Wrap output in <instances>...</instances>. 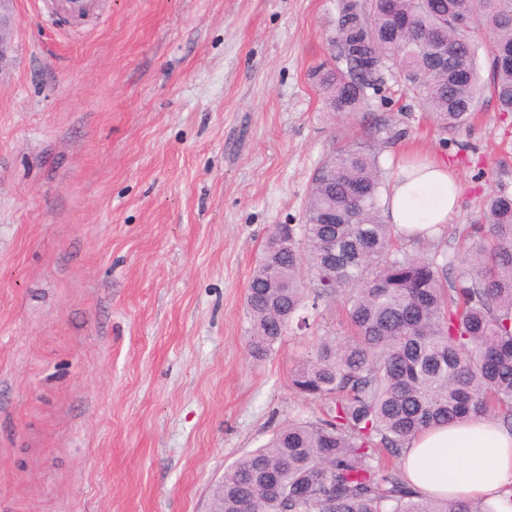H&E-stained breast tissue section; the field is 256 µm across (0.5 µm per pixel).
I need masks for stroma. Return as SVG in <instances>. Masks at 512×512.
Segmentation results:
<instances>
[{"label": "stroma", "mask_w": 512, "mask_h": 512, "mask_svg": "<svg viewBox=\"0 0 512 512\" xmlns=\"http://www.w3.org/2000/svg\"><path fill=\"white\" fill-rule=\"evenodd\" d=\"M95 2L50 26L15 0L0 69V512H210L225 467L323 412L290 384L314 339L254 358L245 306L321 160L386 119V179L446 160L454 228L512 192V132L491 94L451 134L393 81L333 117L334 0ZM453 228L424 247L462 261Z\"/></svg>", "instance_id": "stroma-1"}]
</instances>
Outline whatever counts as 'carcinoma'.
Listing matches in <instances>:
<instances>
[{"label": "carcinoma", "mask_w": 512, "mask_h": 512, "mask_svg": "<svg viewBox=\"0 0 512 512\" xmlns=\"http://www.w3.org/2000/svg\"><path fill=\"white\" fill-rule=\"evenodd\" d=\"M330 61L318 73L331 111L349 119L382 93L393 70L450 132L474 116L484 92L512 114V0H336ZM468 27L457 26L459 17ZM493 37L479 43L477 28ZM448 48L439 66L432 46ZM378 121L367 137L334 149L314 172L304 221L270 229L249 282L254 357L292 328H310L324 298L341 299L346 324L317 337L292 387L327 409L293 421L225 468L211 493L215 512H496L488 504L413 491L380 450L438 423L492 417L512 431V194L488 193L481 214L457 227L465 261L406 251L383 220Z\"/></svg>", "instance_id": "carcinoma-1"}]
</instances>
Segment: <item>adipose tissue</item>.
Wrapping results in <instances>:
<instances>
[{
  "mask_svg": "<svg viewBox=\"0 0 512 512\" xmlns=\"http://www.w3.org/2000/svg\"><path fill=\"white\" fill-rule=\"evenodd\" d=\"M459 196L446 161L405 158L385 196V220L406 237H435L445 230ZM403 471L421 495L484 501L497 512H512V431L497 422H452L412 437Z\"/></svg>",
  "mask_w": 512,
  "mask_h": 512,
  "instance_id": "obj_1",
  "label": "adipose tissue"
}]
</instances>
